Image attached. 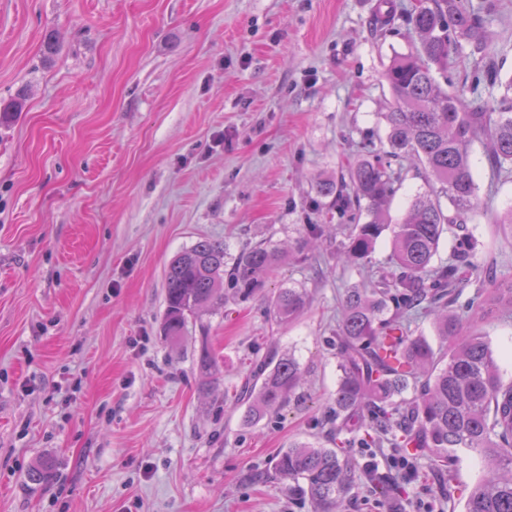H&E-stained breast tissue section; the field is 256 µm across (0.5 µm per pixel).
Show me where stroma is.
I'll return each mask as SVG.
<instances>
[{
    "label": "stroma",
    "instance_id": "35a3bbf8",
    "mask_svg": "<svg viewBox=\"0 0 512 512\" xmlns=\"http://www.w3.org/2000/svg\"><path fill=\"white\" fill-rule=\"evenodd\" d=\"M379 0H0V99L28 91L0 128V512H313L258 481L279 453L323 435L336 389L346 288L361 279L329 256L284 264L259 297L161 334L164 270L207 237L229 255L287 247L298 225L334 224L315 181L385 148L393 58L420 47L403 20L373 34ZM484 17L485 54L463 46L448 87L487 108L503 89L478 81L494 60L512 77V0H467ZM57 54L44 61L46 36ZM481 211L462 228L477 261L512 277V169L472 147ZM311 304L279 325V289ZM221 372L204 386L201 344ZM289 352L307 372L302 403L242 426L224 403L254 352ZM357 464L345 512H409L434 500L426 460L375 492ZM55 478L29 482L40 458Z\"/></svg>",
    "mask_w": 512,
    "mask_h": 512
}]
</instances>
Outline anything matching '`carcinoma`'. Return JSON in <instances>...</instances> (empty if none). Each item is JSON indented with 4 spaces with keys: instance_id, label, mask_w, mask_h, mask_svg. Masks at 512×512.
I'll list each match as a JSON object with an SVG mask.
<instances>
[{
    "instance_id": "obj_1",
    "label": "carcinoma",
    "mask_w": 512,
    "mask_h": 512,
    "mask_svg": "<svg viewBox=\"0 0 512 512\" xmlns=\"http://www.w3.org/2000/svg\"><path fill=\"white\" fill-rule=\"evenodd\" d=\"M407 23L420 37V49L395 57L386 77L393 106L383 113L385 156L416 159L438 191L415 195L405 217L387 222L388 207L402 181L391 163L370 152L341 172L317 183L318 197L340 215H349L348 242L336 259L357 268L370 262L383 231L391 230L387 276L346 290L342 319L333 342L338 379L328 415L330 444L300 442L279 454L269 480L305 494L315 512H341L354 489L356 465L340 449L391 448L400 455L424 456L430 469L450 477L459 454L472 455L479 479L463 500L448 495L449 512H512V382L504 383L498 360L479 324L494 314H512V278L473 261L474 243L457 239L453 261L437 264L443 238L478 208L471 149L487 145L489 162L512 165V77L505 82L498 111L466 104L435 74L445 73L462 43L486 50L483 26L462 0H416ZM24 107V95L0 103V126ZM326 225L309 222L295 242L304 253ZM288 258L270 241L241 249L227 261L225 244L202 239L181 251L164 274V339L176 345L190 319L229 300L255 297ZM467 296L461 309L459 299ZM306 289H280L269 313L279 324L309 306ZM424 313L432 318L441 345L408 334V322ZM200 374L220 373L218 358L202 343ZM305 373L291 354L257 356L236 391L234 407L242 423L253 425L277 414L303 389ZM30 482L52 477L44 459L28 471Z\"/></svg>"
}]
</instances>
